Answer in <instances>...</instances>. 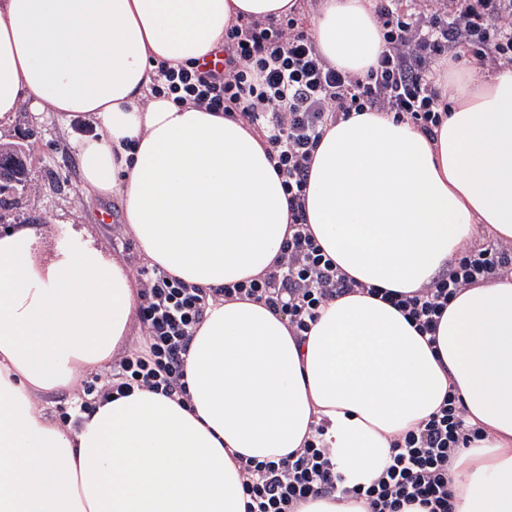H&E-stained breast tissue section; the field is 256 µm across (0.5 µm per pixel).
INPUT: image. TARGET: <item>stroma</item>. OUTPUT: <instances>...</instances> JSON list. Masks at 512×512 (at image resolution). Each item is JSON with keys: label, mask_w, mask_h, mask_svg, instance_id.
<instances>
[{"label": "stroma", "mask_w": 512, "mask_h": 512, "mask_svg": "<svg viewBox=\"0 0 512 512\" xmlns=\"http://www.w3.org/2000/svg\"><path fill=\"white\" fill-rule=\"evenodd\" d=\"M73 134V128L58 125L53 113L34 110L27 101L0 128V142L30 149L32 179L30 190L12 196L9 208L0 210V232L27 224L42 233L47 248L59 249L70 245V233L77 230L109 256L137 268L144 262L137 246L125 250L119 243L125 228L117 219V201L86 198Z\"/></svg>", "instance_id": "1"}]
</instances>
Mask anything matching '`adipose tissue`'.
I'll list each match as a JSON object with an SVG mask.
<instances>
[{
    "instance_id": "ef3b65f1",
    "label": "adipose tissue",
    "mask_w": 512,
    "mask_h": 512,
    "mask_svg": "<svg viewBox=\"0 0 512 512\" xmlns=\"http://www.w3.org/2000/svg\"><path fill=\"white\" fill-rule=\"evenodd\" d=\"M374 0H0V122L26 98L62 124L83 188L118 198L150 265L210 286L280 255L288 201L246 122L155 97L157 62L209 60L237 20L307 17L332 65L362 75L384 48ZM434 139L364 112L329 124L305 211L316 243L359 282L410 292L478 234L512 244V69L448 74ZM35 228L0 234V512H244L232 453L276 461L324 424L337 476L370 486L393 436L456 388L488 435L448 467L454 512H512V274L463 289L429 346L402 313L352 293L305 338L262 304L219 301L185 361L188 398L148 389L52 421L41 394L103 369L136 321L128 267L74 236L44 252Z\"/></svg>"
}]
</instances>
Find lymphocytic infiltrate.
Instances as JSON below:
<instances>
[{"label":"lymphocytic infiltrate","instance_id":"lymphocytic-infiltrate-1","mask_svg":"<svg viewBox=\"0 0 512 512\" xmlns=\"http://www.w3.org/2000/svg\"><path fill=\"white\" fill-rule=\"evenodd\" d=\"M375 16L385 48L363 76L332 66L291 15L227 26L221 67L158 63L161 82L154 94L246 120L261 133L287 196L288 238L274 266L223 286L189 285L157 267H138L142 341L111 373L82 380L73 403L61 410V421H79L90 411V399L123 397L136 388L185 399L190 342L209 304L221 299L262 303L299 336L321 306L360 291L392 305L421 335L432 336L464 288L512 272V248L492 243L462 248L449 270L418 290L380 289L342 273L316 243L304 200L328 123L381 112L411 122L430 138L450 109L435 80L439 60L465 58L482 70L512 68V0H412L407 10L379 0ZM483 435L482 428L467 424L460 398L445 396L417 429L392 439L390 465L363 492L370 512H402L407 505L451 512L448 464L456 449ZM240 470L245 512H295L302 502L339 489L329 452L315 439L276 461L247 459Z\"/></svg>","mask_w":512,"mask_h":512}]
</instances>
